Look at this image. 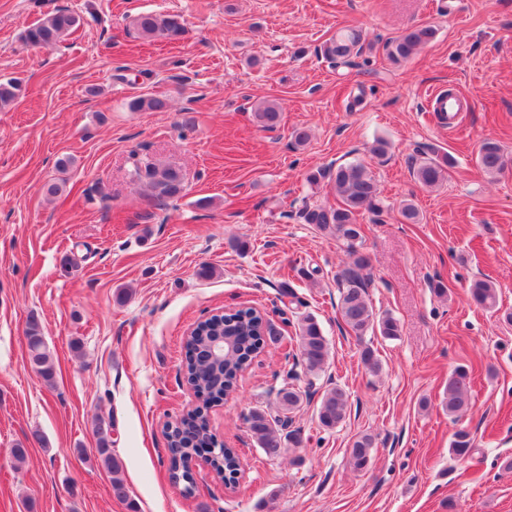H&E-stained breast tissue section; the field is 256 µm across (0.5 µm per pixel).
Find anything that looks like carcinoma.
I'll return each mask as SVG.
<instances>
[{
  "label": "carcinoma",
  "instance_id": "obj_1",
  "mask_svg": "<svg viewBox=\"0 0 512 512\" xmlns=\"http://www.w3.org/2000/svg\"><path fill=\"white\" fill-rule=\"evenodd\" d=\"M81 18L72 11L61 9L48 15L38 24L23 33V41L33 47L52 48L72 30L80 26ZM136 26L140 34L148 39L160 38L177 41L186 34L181 16L176 14L144 13L138 16ZM436 30L421 26L407 33L391 38L383 45L386 56L393 62L408 59L421 45L432 41ZM365 37L356 28L343 29L336 36L325 41L320 47L321 55L336 65L351 68L355 58L365 49ZM21 91V84L15 79L0 82V108L13 103ZM167 106L163 98L139 96L130 102L133 112H161ZM253 117L257 123L272 129L280 121V108L271 101H262L254 108ZM479 168L486 174H496L505 167L504 153L500 145L486 141L477 156ZM452 167L451 157L443 153L425 157L412 168L414 179L429 188L446 180ZM133 177L146 184L153 196L162 202L178 199L185 191L184 178L173 166H159L151 162L134 163ZM313 185L325 182L338 197L334 205H307L298 213L304 224H313L321 232H327L341 240L347 247L350 262L336 271V286L339 292L338 313L345 326L357 337L367 332L379 334L387 339L400 335V324L391 315L375 314L369 299L371 277L370 262L360 251L363 238L358 216L362 212L380 214L383 205L377 181L372 172L361 163L323 168L307 175ZM470 299L478 306L494 310L497 307V290L494 284L477 278L468 289ZM25 336L28 361L48 385L54 384L55 363L47 346L37 318L29 319ZM224 336L230 341V350L221 361L210 358L209 346L213 337ZM283 339L279 329L258 310L252 307L236 309L230 313L214 314L201 321L193 329L186 343L185 379L188 385L202 399L203 405L219 402L235 392L242 373L251 365L266 347L276 345ZM296 339L299 349V365L309 377H317L329 358V341L324 335L317 318L311 314L297 316ZM360 363L370 372L381 368L375 351L365 346L359 353ZM299 373L291 368L276 392L275 409L254 408L246 416L251 436L269 459H276L299 443L298 431L291 428L294 415L304 403L310 400V392L294 384ZM471 379L468 371L457 368L448 378L443 406L448 416L459 418L471 406ZM349 393L336 385L326 390L317 406L319 426L332 431L342 424L347 416ZM97 438L96 458L112 474V496L120 502L129 500L128 488L122 476V462L112 453L110 426L101 418L94 421ZM168 451V475L175 485H184L190 491L192 466L199 456V448L208 443L207 413L198 408L180 424L165 431ZM375 439L368 433H359L347 448L348 462L356 471H364L372 460ZM452 453L460 460L469 458L473 440L465 430L455 432L451 442ZM215 473L224 480V485L233 487L240 471L239 457L234 449L225 448L221 454L208 459Z\"/></svg>",
  "mask_w": 512,
  "mask_h": 512
}]
</instances>
